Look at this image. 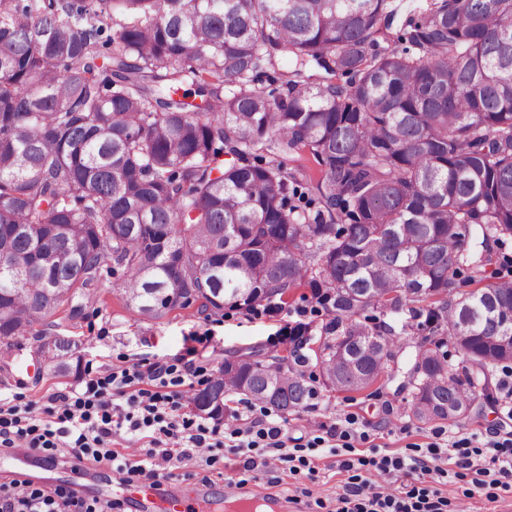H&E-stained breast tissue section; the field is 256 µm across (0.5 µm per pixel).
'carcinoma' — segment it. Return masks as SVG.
I'll use <instances>...</instances> for the list:
<instances>
[{
	"label": "carcinoma",
	"instance_id": "cac0c4a2",
	"mask_svg": "<svg viewBox=\"0 0 512 512\" xmlns=\"http://www.w3.org/2000/svg\"><path fill=\"white\" fill-rule=\"evenodd\" d=\"M392 3L0 0V341L81 311L113 261L152 319L309 284L334 313L320 363L341 391L396 357L356 321L378 306L434 305L465 370L512 361V285L454 295L512 236V0H425L401 52L379 49ZM282 51L296 69L275 96L256 78ZM298 176L313 218L289 203ZM414 371L409 416L469 410L474 381L439 348ZM231 391L282 414L315 395L281 359H240L189 402L222 421Z\"/></svg>",
	"mask_w": 512,
	"mask_h": 512
}]
</instances>
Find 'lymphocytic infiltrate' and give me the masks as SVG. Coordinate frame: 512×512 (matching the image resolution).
Returning <instances> with one entry per match:
<instances>
[{"label":"lymphocytic infiltrate","instance_id":"lymphocytic-infiltrate-1","mask_svg":"<svg viewBox=\"0 0 512 512\" xmlns=\"http://www.w3.org/2000/svg\"><path fill=\"white\" fill-rule=\"evenodd\" d=\"M185 379L174 364L153 366L148 372L122 369L87 381L84 389L51 396L43 415H33L29 406L0 407V453L29 448L56 459L60 449L93 461L116 463L118 471L130 475L155 476L157 462L195 457L207 450L208 462H216L215 451L228 446L236 451L276 453L278 460L295 461L286 452L284 428L268 408L260 416L224 431L189 418L177 417ZM149 434L150 442L138 461L118 458L112 437L118 431ZM471 439L448 444L432 443L424 456L383 455L344 461V470L364 471L365 479L346 483L337 498L336 512H448V501L426 487L406 485L394 494L372 489L369 473L393 475L400 472H431L440 457L456 459L460 468L472 471L478 487L500 486L512 476V437L491 443L488 460H472ZM112 502L87 501L71 489L46 490L29 481L0 485V512H112Z\"/></svg>","mask_w":512,"mask_h":512}]
</instances>
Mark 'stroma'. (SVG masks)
<instances>
[{"label": "stroma", "instance_id": "obj_1", "mask_svg": "<svg viewBox=\"0 0 512 512\" xmlns=\"http://www.w3.org/2000/svg\"><path fill=\"white\" fill-rule=\"evenodd\" d=\"M492 261L480 270H464L455 278L457 293L481 289L495 283H512V237L492 242ZM124 272L107 263L93 298L85 302L80 315L61 307L53 315L36 320L30 332L10 342H0V397L21 399L35 413H42L50 397L58 392L84 387L86 381L110 371L153 364H178L203 368L217 375L225 360L249 355L267 363L286 358L291 372L301 374L315 390L306 408L286 415L284 433L305 441L302 454L308 464L291 468L278 462L265 468L256 453L217 451L219 461L206 466L198 460L171 461L158 471L157 479L172 495L203 493L209 496V512H239L240 498L260 497L281 502L280 512H336V499L348 480L343 461L376 455L409 456L417 447L436 440L470 438L482 447L512 431V419L500 407L504 384H512V363L491 369L488 389L477 390L467 414L456 421H418L409 416L411 390L409 372L419 346L440 343L450 367L460 368L461 354L445 328H433L426 316H413L408 309L371 308L358 322L368 330L396 336L401 350L395 364L377 382L363 391H339L323 383L317 356L333 319L329 308L319 302L312 288L301 286L281 297H272L251 309L202 308L200 303L166 311L160 318H143L137 307L123 295ZM307 323L301 342L286 338L289 323ZM53 354L69 364L66 373L43 368L26 373L33 356ZM352 414L366 441L353 447H309L308 442L325 436L340 419ZM444 476L397 474L379 478V491L392 493L402 485L415 484L435 490L448 499L452 512H512V492L499 491L489 500L488 491L473 485L471 477H458L454 461L440 459ZM242 489L238 498H224L219 492L225 481Z\"/></svg>", "mask_w": 512, "mask_h": 512}]
</instances>
